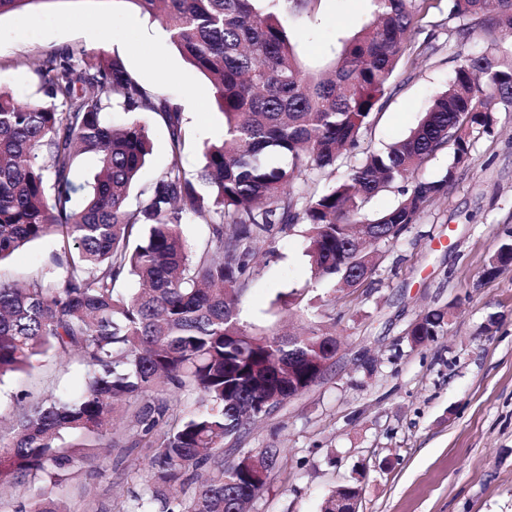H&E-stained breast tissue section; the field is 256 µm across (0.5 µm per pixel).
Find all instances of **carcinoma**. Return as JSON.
<instances>
[{"instance_id":"cac0c4a2","label":"carcinoma","mask_w":512,"mask_h":512,"mask_svg":"<svg viewBox=\"0 0 512 512\" xmlns=\"http://www.w3.org/2000/svg\"><path fill=\"white\" fill-rule=\"evenodd\" d=\"M42 0H0V16ZM156 15L186 60L210 80L224 137L204 145L197 190L182 162L183 116L145 89L117 57L61 48L39 64L38 96L19 104L0 88V261L46 237L57 240L48 271L0 280V382L52 352L86 369L75 397L49 391L14 419L0 450V481H41L15 512H64L53 498L73 458L65 435L100 448L145 451L151 491L117 512H250L284 469L283 449L231 454L224 444L270 414L268 401L308 386L336 357L332 333L312 325L282 334L247 322L241 304L260 245L306 226L315 282L335 280L345 298L375 272L378 246L393 243L447 195L471 160L474 134L490 135L512 111V52L459 54L455 76L410 134L368 150L346 175L336 163L359 146L408 52L429 25L434 0H372V20L331 68L305 67L286 22L311 0H129ZM459 32L512 34V0H448ZM116 124L104 119L114 109ZM146 113L168 131L169 163L156 183L129 198L152 153ZM452 163L434 179L417 170L443 149ZM97 156L93 183L77 182L78 158ZM327 183L321 191L314 189ZM401 199L372 219L365 203L394 184ZM184 224H205L197 247ZM512 262V235L486 264L492 278ZM139 288L118 285L128 277ZM448 312L421 313L415 345L444 333ZM195 398L180 411L167 386ZM125 413L128 430L114 425Z\"/></svg>"}]
</instances>
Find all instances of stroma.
<instances>
[{
  "instance_id": "obj_1",
  "label": "stroma",
  "mask_w": 512,
  "mask_h": 512,
  "mask_svg": "<svg viewBox=\"0 0 512 512\" xmlns=\"http://www.w3.org/2000/svg\"><path fill=\"white\" fill-rule=\"evenodd\" d=\"M110 18L108 39L67 25L66 17ZM371 19L369 0H316L293 25L300 60L330 65L342 38ZM432 47L399 68L359 147L338 163L344 176L364 151L403 139L431 97L447 87L461 50L512 49V36L474 33L460 43L458 20L441 0L432 10ZM161 24L130 0H47L28 15L0 16V88L17 101L33 99L37 65L70 47L120 58L147 89L177 103L184 117L183 165L202 167L204 142L221 139L224 116L209 80L162 38ZM154 149L138 186L150 187L169 161L168 132L147 114ZM512 231V112H499L494 134L474 140L445 198L432 204L395 243L380 246L376 274L335 300L331 283L314 285L304 225L279 234L262 252L243 300V317L269 329L309 321L335 324L341 350L325 378L242 435V448H283L287 474L278 477L253 512H321L332 490L361 489L359 512H512V266L492 279L483 270ZM54 240L31 244L0 264V278L41 272ZM291 292L314 294L313 317L277 304ZM448 310L443 335L412 347L405 332L428 308ZM83 366L45 356L35 368L0 385V446L11 438L9 418L26 396L49 389L76 395ZM144 455H112L99 473L77 459L73 477L55 495L66 512H113L134 486L129 472Z\"/></svg>"
}]
</instances>
